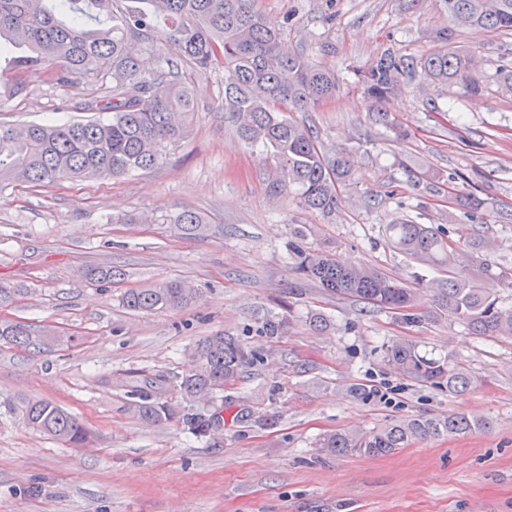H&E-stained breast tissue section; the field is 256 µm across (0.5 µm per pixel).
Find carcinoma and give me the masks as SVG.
I'll return each mask as SVG.
<instances>
[{
    "label": "carcinoma",
    "instance_id": "cac0c4a2",
    "mask_svg": "<svg viewBox=\"0 0 512 512\" xmlns=\"http://www.w3.org/2000/svg\"><path fill=\"white\" fill-rule=\"evenodd\" d=\"M448 25L436 35L438 48L420 58L383 49L362 83L368 97L384 103L416 70L441 83L479 93L484 82L472 59L458 52L453 38L463 30L495 28L512 34V0H439ZM288 21L267 20L255 0H0V45L26 53L8 60L11 77L0 75V106L27 89L28 77L46 76L60 86H90L98 95L82 110L97 113L85 122L0 124V189L15 181L50 188L65 182L109 179L159 165L169 147L185 135L190 115L199 111L192 76L224 67V98L216 109L229 115L242 139L266 153L276 170L275 184L298 189V206L331 214L341 189L354 180L348 157L325 151L311 127L288 117L310 112L336 96V73L284 50ZM176 48L173 60L165 50ZM175 230L195 235L202 216L182 210L170 219ZM384 233L405 255L437 267L448 265V241L427 224L403 218ZM299 269L328 295L394 310L408 322L421 320L417 289L380 268L343 266L319 254L301 257ZM112 268L87 271L92 285L110 283ZM194 289L160 279L130 288L121 297L132 312L182 309ZM435 317L447 316L474 336L512 337V307H505L479 277L452 272L434 291ZM0 340L39 350L56 337L20 323L0 325ZM187 369L175 390L183 406L133 390L138 417L161 425L176 420L182 429L204 436L211 420L199 410L224 386L256 362L235 337L218 331L185 350ZM385 363L419 384L445 387L463 395L479 379L448 358L427 357L409 340L395 342ZM36 433L73 448L89 446L92 435L62 406L28 398L8 404ZM481 426L463 413L385 423L369 431L330 432L316 448L325 454L388 455L418 439L466 435Z\"/></svg>",
    "mask_w": 512,
    "mask_h": 512
}]
</instances>
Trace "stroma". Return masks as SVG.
<instances>
[{"mask_svg":"<svg viewBox=\"0 0 512 512\" xmlns=\"http://www.w3.org/2000/svg\"><path fill=\"white\" fill-rule=\"evenodd\" d=\"M271 20L291 17L284 45L335 70L341 89L315 111L295 113L324 149L345 153L354 182L335 212L298 207L273 188L271 166L224 113L196 112L163 163L109 180L0 191V282L19 287L0 303V324L25 323L71 337L37 352L0 341V512H512V338L482 339L432 318L441 268L394 249L385 224L406 216L449 233L466 273L512 305V94L497 67L512 61V35L466 30L459 52L475 56L484 92L416 72L383 104L406 140L375 124L361 73L385 47L432 51L446 16L435 0H255ZM91 87L30 80L0 107V123L85 118ZM426 171L413 189L410 172ZM484 202L469 213L460 197ZM199 212L207 227L183 235L168 219ZM465 225L486 248L455 234ZM387 270L419 292L422 321L328 296L298 269V251ZM122 276L88 285L91 267ZM172 279L197 288L181 310L128 311L129 288ZM322 316L326 327L309 321ZM270 321L280 335L266 331ZM221 331L257 361L226 385L210 436L133 413L132 387L172 398L183 352ZM408 339L476 375L462 396L412 382L385 365ZM45 399L96 436L70 448L28 429L6 404ZM462 412L483 428L416 440L385 456L327 455L330 430Z\"/></svg>","mask_w":512,"mask_h":512,"instance_id":"obj_1","label":"stroma"}]
</instances>
